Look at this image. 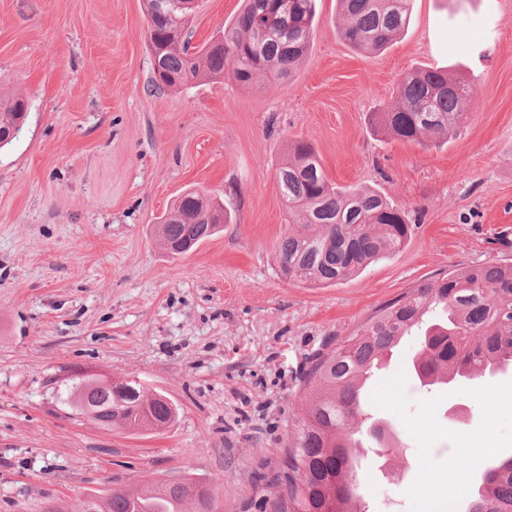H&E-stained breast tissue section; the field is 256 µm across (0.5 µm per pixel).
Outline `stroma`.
Returning <instances> with one entry per match:
<instances>
[{"mask_svg":"<svg viewBox=\"0 0 512 512\" xmlns=\"http://www.w3.org/2000/svg\"><path fill=\"white\" fill-rule=\"evenodd\" d=\"M241 8L204 0L194 42ZM341 24L337 0H317L288 79L159 90L143 0H0V92L29 100L0 148V512H73L182 475L208 485L216 512H273L313 356L421 281L512 263V0H414L405 32L372 55ZM423 66L474 94L456 134L419 146L371 115ZM296 139L331 182L409 213L402 250L333 286L281 275L276 172ZM190 188L232 221L173 257L154 226ZM416 350L405 341L372 391L404 448L360 470L369 512H441L512 454V370L429 389L409 371ZM95 373L165 395L175 422L129 433L73 416L59 381Z\"/></svg>","mask_w":512,"mask_h":512,"instance_id":"35a3bbf8","label":"stroma"}]
</instances>
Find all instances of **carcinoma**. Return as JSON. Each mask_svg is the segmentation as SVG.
Returning <instances> with one entry per match:
<instances>
[{"mask_svg":"<svg viewBox=\"0 0 512 512\" xmlns=\"http://www.w3.org/2000/svg\"><path fill=\"white\" fill-rule=\"evenodd\" d=\"M157 0H146L147 44L156 50L155 85L191 87L202 80L224 78L230 70L244 86L264 76H290L307 53L313 36L316 0H243L244 8L221 35L197 47L187 15L179 21L187 37L172 35V23L157 13ZM345 21L342 39L351 47L379 52L408 26L411 0H339ZM473 96L472 83L448 79L426 67L402 77L396 103L374 113L373 122L394 138L414 144L423 137L448 139L459 130ZM28 110L19 94L0 97V126L17 132ZM277 181L291 224L277 245L282 275L299 283L328 286L368 264L397 253L411 236L408 212L367 188L340 187L328 180L314 147L296 140L279 167ZM229 223L224 204L189 189L155 225L162 245L187 240L199 244ZM420 336L416 376L436 373L454 380H473L512 365V264H475L423 281L385 304L351 336L318 354L304 371L298 398L301 411L275 477L286 489L275 512H339L336 505L357 502L355 464L362 448L356 435L366 432L383 456L400 447L365 413L366 377L381 355L410 335ZM62 403L101 428L129 431L171 425L177 410L163 395L144 396L120 381L100 386L78 377L64 384ZM203 495L197 481L183 478L176 486L150 482L129 491L112 490L98 512H186ZM457 512H512V455L488 467Z\"/></svg>","mask_w":512,"mask_h":512,"instance_id":"carcinoma-1","label":"carcinoma"}]
</instances>
